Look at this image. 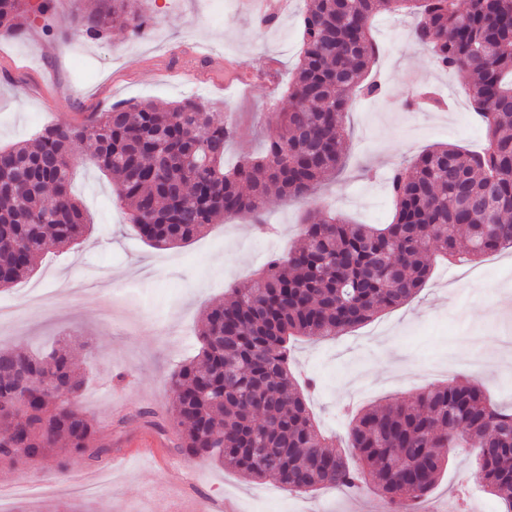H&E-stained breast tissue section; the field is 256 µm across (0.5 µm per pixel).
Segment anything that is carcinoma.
<instances>
[{
	"label": "carcinoma",
	"mask_w": 512,
	"mask_h": 512,
	"mask_svg": "<svg viewBox=\"0 0 512 512\" xmlns=\"http://www.w3.org/2000/svg\"><path fill=\"white\" fill-rule=\"evenodd\" d=\"M141 0H92L68 28L91 38L118 27L139 37ZM52 0H0V32L19 37L32 11ZM412 14V43L461 76L487 128L481 153L440 144L388 186L390 224H349L309 208L301 242L271 258L203 313L198 355L171 377L165 423L178 431V454L210 458L288 491L373 487L392 512H411L437 485L453 451L478 449L476 471L512 512V407L491 402L483 383L458 376L353 416L347 448L319 427L290 367V342L332 339L415 296L433 259L472 261L512 248V0H305L299 60L288 82V109L271 113L264 149L232 167L224 149L236 129L214 120L195 97L169 105L119 103L89 120L52 125L24 144L0 149V288L32 271L44 252L65 250L88 228L72 192L71 162L115 180L129 220L157 248L186 244L216 221L248 213L265 224L268 195L306 201L336 174L345 118L358 96L382 87L367 79L378 47L372 19ZM85 375L64 348L50 359L0 349V466L70 459L104 463L112 437L78 407ZM71 394L73 406L59 400Z\"/></svg>",
	"instance_id": "1"
}]
</instances>
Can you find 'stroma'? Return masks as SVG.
<instances>
[{
	"instance_id": "stroma-1",
	"label": "stroma",
	"mask_w": 512,
	"mask_h": 512,
	"mask_svg": "<svg viewBox=\"0 0 512 512\" xmlns=\"http://www.w3.org/2000/svg\"><path fill=\"white\" fill-rule=\"evenodd\" d=\"M81 2L53 0L55 33L40 21L18 38L0 33V148L49 124L83 122L117 100L174 103L198 96L213 104L217 120L236 127L226 165L262 151L269 112L288 105L284 91L298 62L304 0H266L262 13L256 0H146V35L115 30L98 40L64 32ZM413 23L409 15L374 19L380 53L372 69L385 93L355 100L342 165L314 195L317 205L358 224L391 222L394 204L383 174L393 166L437 144L479 151L487 143L458 78L411 43ZM52 42L63 53L42 57V46ZM418 90L437 92L438 104L405 109ZM73 187L91 228L72 249L42 255L28 276L0 288V304L17 316L13 323L0 320V348L67 346L88 377L81 411L120 451L101 467L73 462L61 477L46 462L0 466V486L18 492L12 512H175L193 501L233 512H385L367 487L291 493L177 454L176 429L162 435L138 417L167 415L171 375L198 353L204 310L269 256L299 244L305 203L271 197L267 232L242 213L187 244L157 249L114 202L110 178L79 164ZM507 287L512 248L472 262H440L404 304L336 338L298 340L293 369L318 382L309 404L322 429L344 445L345 409L448 382L463 374L465 357H490L499 342L512 343V312L494 308ZM475 454L457 449L419 512H433L455 493L466 496L472 512H499L475 473ZM77 475L89 476L93 490L70 493Z\"/></svg>"
}]
</instances>
